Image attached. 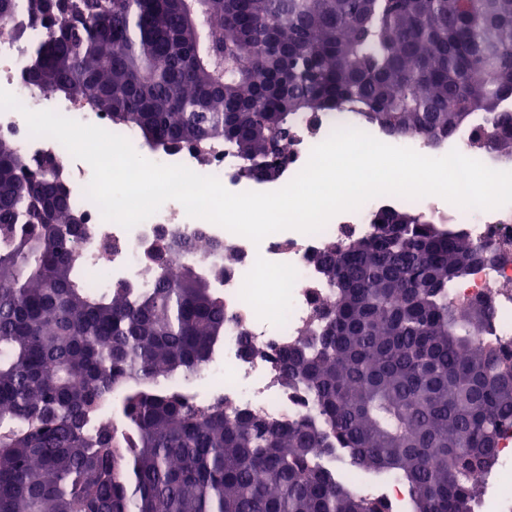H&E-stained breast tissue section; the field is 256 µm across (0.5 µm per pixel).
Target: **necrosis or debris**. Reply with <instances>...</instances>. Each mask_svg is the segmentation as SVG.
<instances>
[{
  "mask_svg": "<svg viewBox=\"0 0 512 512\" xmlns=\"http://www.w3.org/2000/svg\"><path fill=\"white\" fill-rule=\"evenodd\" d=\"M10 35L0 37V88L15 94L29 109H51L83 123L111 129L108 116L87 108L81 93H73L67 103L50 96L34 95L26 80L32 46L42 40V29L30 24L25 10H18L9 21ZM336 128L335 118L324 116L316 124L299 122L288 151V163L281 171L282 183H289L306 165L312 148L323 142ZM0 137L14 140L35 159L61 157L66 172L68 196L81 213L86 234L81 242L85 266L92 271L91 287L104 289L132 281L148 289L153 278L148 273L147 254L156 238L165 234L205 235L217 248L195 257L202 273H210L224 260L225 248L239 257L233 274L217 287L224 295V306L237 317L238 325L224 333L214 346L206 370L197 376L173 377L171 389L194 403H213L224 398L235 407H247L271 416H293L302 412L298 397L280 387L274 380V362L258 363L242 353L243 337L259 343H291L309 321L318 304H329L334 291L315 263L317 254L331 241L348 235H365L369 226L368 212L377 207L371 199L359 209L335 215L323 230L306 234L296 230L277 232L253 243L203 219L188 217L181 204L170 200L146 221L132 229L104 221L98 207L84 195L92 178V169L84 161L74 159L58 141L48 137H30L26 121L19 112L0 113ZM156 163L181 164L202 174L217 177L229 191L264 192L265 181L247 179L241 174V161L233 148L220 147L208 161H201L195 151L162 152ZM458 223L473 239L493 241L497 247L512 243V212L500 209L476 213L460 210ZM110 241L112 250L102 248ZM491 299L493 317L489 330L494 338L512 340V260L503 259L475 269L452 290L454 302L470 305ZM479 507L481 512H512V429L499 439L497 467L484 485Z\"/></svg>",
  "mask_w": 512,
  "mask_h": 512,
  "instance_id": "obj_1",
  "label": "necrosis or debris"
}]
</instances>
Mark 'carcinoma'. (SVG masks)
Returning <instances> with one entry per match:
<instances>
[{
	"mask_svg": "<svg viewBox=\"0 0 512 512\" xmlns=\"http://www.w3.org/2000/svg\"><path fill=\"white\" fill-rule=\"evenodd\" d=\"M45 36L35 94L87 95L163 151L234 147L241 175L288 161L293 127L350 114L436 145L480 112L512 154V0H25ZM58 161L0 139V512H393L321 457L398 478L407 512H476L512 428V360L491 308L451 289L494 259L412 206L316 261L336 287L279 362L313 412L270 419L161 388L200 373L224 298L173 240L151 290L87 284ZM112 423L92 424L105 406Z\"/></svg>",
	"mask_w": 512,
	"mask_h": 512,
	"instance_id": "carcinoma-1",
	"label": "carcinoma"
}]
</instances>
